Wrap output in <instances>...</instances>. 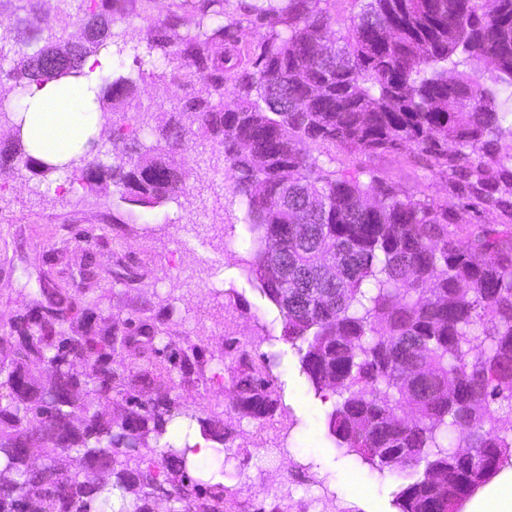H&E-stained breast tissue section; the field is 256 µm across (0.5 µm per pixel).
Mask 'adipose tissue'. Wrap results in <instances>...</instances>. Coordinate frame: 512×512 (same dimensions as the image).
I'll return each mask as SVG.
<instances>
[{
	"instance_id": "adipose-tissue-1",
	"label": "adipose tissue",
	"mask_w": 512,
	"mask_h": 512,
	"mask_svg": "<svg viewBox=\"0 0 512 512\" xmlns=\"http://www.w3.org/2000/svg\"><path fill=\"white\" fill-rule=\"evenodd\" d=\"M111 60L103 55L88 57L86 72L108 70ZM84 76L65 82L34 84L25 98L23 140L34 155L55 162L71 160L74 143L85 134V102L91 97L90 85ZM468 512H512V468L498 475L471 501Z\"/></svg>"
}]
</instances>
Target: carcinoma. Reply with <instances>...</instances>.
I'll return each instance as SVG.
<instances>
[{
    "label": "carcinoma",
    "instance_id": "obj_1",
    "mask_svg": "<svg viewBox=\"0 0 512 512\" xmlns=\"http://www.w3.org/2000/svg\"><path fill=\"white\" fill-rule=\"evenodd\" d=\"M41 2L0 0V58L14 54L0 67L13 91L0 98L11 133L1 178L20 165L42 182L59 170L21 138L27 86L82 76L86 58L127 46L112 32L121 0H79L76 39L34 23ZM149 2L140 12L161 75L180 89L201 84L207 97L183 96L149 123L133 79L99 73L89 119L101 133H129L110 162L79 148L66 165L72 183L86 193L113 186L152 208L190 177L167 150L189 136L210 141L234 173L250 271L283 316V338L315 391L337 396L328 436L380 472L418 474L398 512H459L512 464V0H355L339 36L334 0L245 6L261 31L246 48L224 0H173L162 18ZM311 145L407 150L445 177L448 196L421 198L371 168L336 169ZM78 274L71 290L37 280L26 311L0 330V512H108L116 490L119 512H153L160 489L176 512H224L228 488L205 475L229 460L226 449L192 466L195 447L160 443L184 415L172 374L192 373L198 346L130 317L95 327L87 294L100 273L86 256ZM117 345L140 366L114 363ZM243 366L235 406L263 417L272 382ZM117 400L119 422L99 408ZM190 417L224 443V421ZM149 439L156 457L134 458ZM71 455L74 468L57 466Z\"/></svg>",
    "mask_w": 512,
    "mask_h": 512
}]
</instances>
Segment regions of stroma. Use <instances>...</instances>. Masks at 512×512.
Wrapping results in <instances>:
<instances>
[{
  "label": "stroma",
  "mask_w": 512,
  "mask_h": 512,
  "mask_svg": "<svg viewBox=\"0 0 512 512\" xmlns=\"http://www.w3.org/2000/svg\"><path fill=\"white\" fill-rule=\"evenodd\" d=\"M137 46V56L112 60L113 75L136 79L143 108L169 106L180 89L153 76L147 29L137 12L117 13L113 25ZM337 168L372 167L388 180L429 197H446V181L418 166L408 152L378 157L336 148ZM191 177L178 199L153 209L122 201L116 190L59 195L37 193L35 176L24 169L0 180V320L10 321L31 301L26 279L47 276L69 284L84 256L102 272L98 315L137 314L163 326L168 337L204 349L194 373L176 377L174 396L196 412L176 419V441H197L199 418L223 420L230 459L224 484L236 512L279 506L282 512H396L403 476L378 472L336 448L327 436L333 399L316 395L303 373L296 347L282 337L276 307L247 275L251 246L242 237L243 206L232 189L223 158L196 138L171 155ZM134 267L132 282L117 279ZM223 278L224 296L210 293ZM273 379V408L262 418L233 405L241 354ZM368 488L350 493L347 478Z\"/></svg>",
  "instance_id": "obj_1"
}]
</instances>
